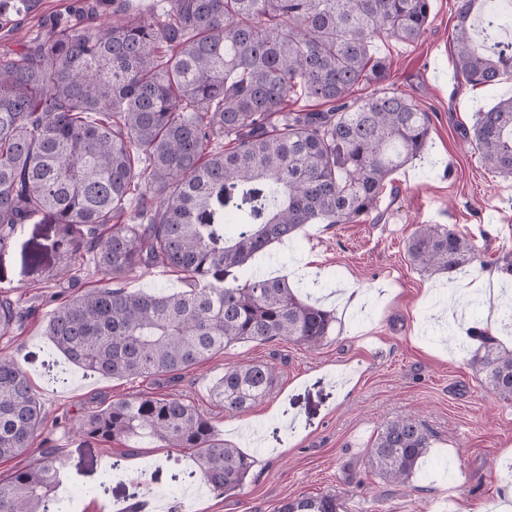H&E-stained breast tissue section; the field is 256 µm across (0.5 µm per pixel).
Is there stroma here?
Returning a JSON list of instances; mask_svg holds the SVG:
<instances>
[{"label":"stroma","mask_w":512,"mask_h":512,"mask_svg":"<svg viewBox=\"0 0 512 512\" xmlns=\"http://www.w3.org/2000/svg\"><path fill=\"white\" fill-rule=\"evenodd\" d=\"M75 0H41L13 32L0 31V50L16 47L68 15ZM460 0H431L429 25L417 43L376 41L386 57L389 87L404 91L431 118L420 157L397 170L377 208L356 224H309L290 241L274 244L254 270L287 276L301 297L320 301L336 316L331 338L316 350L275 340L244 343L211 355L179 379H106L68 364L44 334L62 300L97 287L91 267L73 278L46 281L36 254L49 225L28 224L0 252V295L18 300L24 317L0 352L27 370L45 420L31 448L0 460V480L37 463L47 448L64 459L69 493L65 512H129L150 498L162 512H275L302 495L339 494L345 512H458L467 502L498 512L512 487V403L482 384L470 351L449 341L493 319L494 336L512 349L503 301L512 285L497 282L495 296L456 300L477 288L498 258L512 254V177L487 170L469 132L478 110L512 96V77L474 87L457 74L454 25ZM448 224L469 238L476 264L448 278L419 272L405 242L416 225ZM357 288L361 307L337 308L342 289ZM242 359L275 366L270 396L230 414L211 396L224 369ZM140 393L172 395L196 406L216 433L251 456L254 466L237 494L223 496L194 473L187 449L131 439L88 443L71 425L100 404ZM415 416L433 432L430 452L411 486L365 474L364 455L386 421ZM139 458V474L112 470L113 461Z\"/></svg>","instance_id":"1"}]
</instances>
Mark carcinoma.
Returning <instances> with one entry per match:
<instances>
[{
  "label": "carcinoma",
  "instance_id": "obj_1",
  "mask_svg": "<svg viewBox=\"0 0 512 512\" xmlns=\"http://www.w3.org/2000/svg\"><path fill=\"white\" fill-rule=\"evenodd\" d=\"M157 20L112 0L60 19L19 50L0 53V252L25 224H52L57 264L88 262L103 286L60 303L45 335L72 365L103 377L175 378L217 351L286 340L320 347L335 316L284 278L249 267L307 224H348L376 210L390 176L424 151L430 117L384 85L374 41L410 44L430 0H166ZM40 0H0L12 31ZM487 0H461L456 70L472 86L512 76V42ZM374 90L353 97L365 84ZM301 92L321 108H288ZM229 147H224V143ZM472 142L492 171L512 175V97L475 113ZM138 201L130 209L132 201ZM411 264L455 273L476 260L447 224H419ZM163 266L186 276L169 294L112 282ZM21 313L0 298V337ZM472 359L486 386L512 402V349L480 330ZM278 383L275 368L240 362L211 395L247 411ZM44 412L18 360L0 354V459L22 454ZM87 441L153 439L191 448L210 489L233 495L253 460L218 437L195 406L170 396L119 398L78 419ZM416 420H392L367 449L365 471L408 484L431 448ZM56 451L0 480V512H63ZM277 512H343L336 493L282 501Z\"/></svg>",
  "mask_w": 512,
  "mask_h": 512
}]
</instances>
